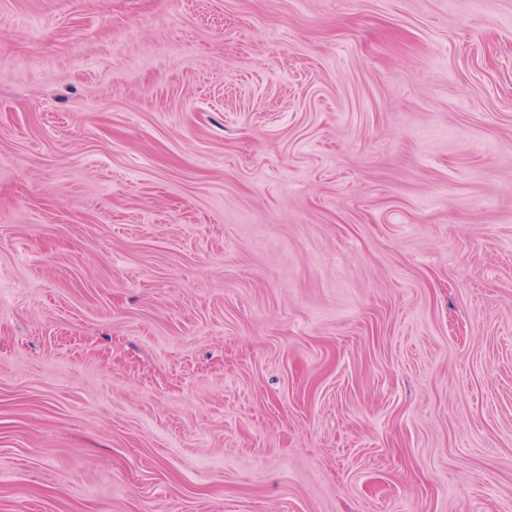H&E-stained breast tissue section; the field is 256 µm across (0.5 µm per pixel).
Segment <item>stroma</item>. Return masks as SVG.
I'll return each mask as SVG.
<instances>
[{"label": "stroma", "instance_id": "stroma-1", "mask_svg": "<svg viewBox=\"0 0 512 512\" xmlns=\"http://www.w3.org/2000/svg\"><path fill=\"white\" fill-rule=\"evenodd\" d=\"M0 512H512V0H0Z\"/></svg>", "mask_w": 512, "mask_h": 512}]
</instances>
